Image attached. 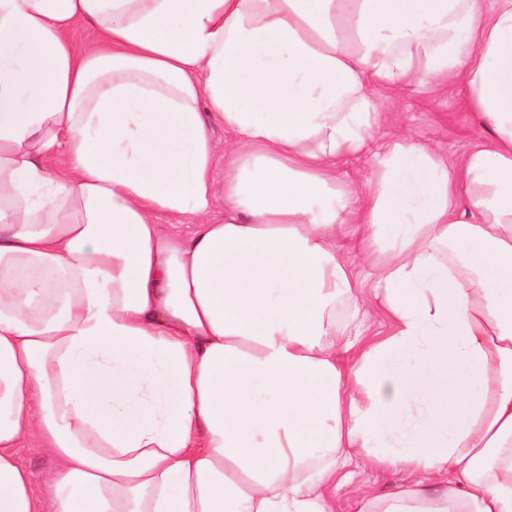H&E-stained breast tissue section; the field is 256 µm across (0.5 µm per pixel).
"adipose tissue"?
Instances as JSON below:
<instances>
[{"instance_id":"obj_1","label":"adipose tissue","mask_w":512,"mask_h":512,"mask_svg":"<svg viewBox=\"0 0 512 512\" xmlns=\"http://www.w3.org/2000/svg\"><path fill=\"white\" fill-rule=\"evenodd\" d=\"M457 85L490 145L338 180ZM353 454L351 512H512V0H0V512H337ZM22 464L32 473L35 482H40L42 476L54 465V458L36 435L26 437L17 448ZM363 466L359 460H355L345 469V471L353 472L354 478L351 482L343 485L337 491V496L342 505V511L348 512L347 506L352 497L357 493V488L367 478V473H363Z\"/></svg>"}]
</instances>
